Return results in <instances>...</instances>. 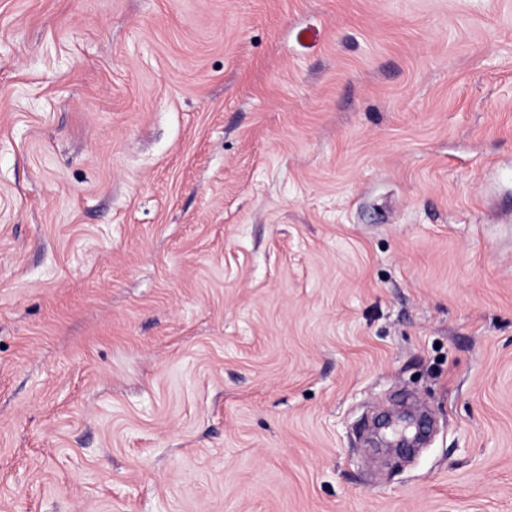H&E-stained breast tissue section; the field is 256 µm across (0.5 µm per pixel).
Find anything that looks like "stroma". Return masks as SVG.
Masks as SVG:
<instances>
[{
  "label": "stroma",
  "instance_id": "35a3bbf8",
  "mask_svg": "<svg viewBox=\"0 0 512 512\" xmlns=\"http://www.w3.org/2000/svg\"><path fill=\"white\" fill-rule=\"evenodd\" d=\"M0 512H512V0H0Z\"/></svg>",
  "mask_w": 512,
  "mask_h": 512
}]
</instances>
